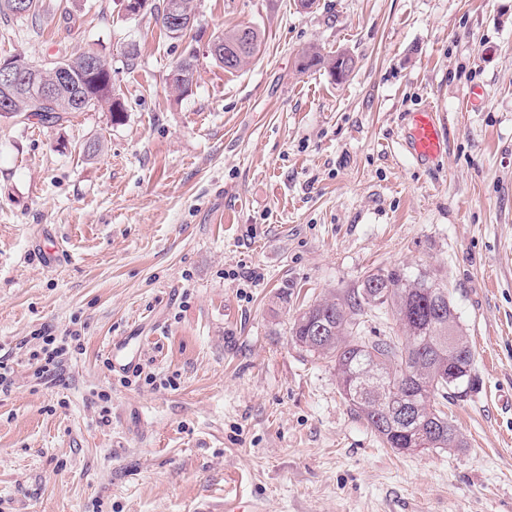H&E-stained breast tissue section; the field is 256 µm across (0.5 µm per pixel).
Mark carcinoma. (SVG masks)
Masks as SVG:
<instances>
[{"label":"carcinoma","instance_id":"carcinoma-1","mask_svg":"<svg viewBox=\"0 0 512 512\" xmlns=\"http://www.w3.org/2000/svg\"><path fill=\"white\" fill-rule=\"evenodd\" d=\"M262 44L260 32L253 27L224 33V50L235 48L238 55L232 65L224 59L216 62L224 70L240 68L253 58ZM338 80L352 69V59L338 56L329 63ZM112 100V121L122 119L123 103L115 93L112 70L75 74L72 88L57 99H42L26 84L16 89L15 111L0 112V117L20 113L35 117L41 124L58 125L74 112L101 110L102 99ZM373 276L388 284L384 299L374 302L366 297L365 286L338 298L324 297L293 318L289 326L291 341L303 351L334 362L339 392L359 418L379 436L384 444L407 452L426 435L428 451L461 447L460 431L448 419V395L470 386L474 354L468 336L458 321L448 287L424 272L412 273L404 267L379 270ZM374 308L390 310L396 329L389 335H363V316ZM318 324L332 328L330 336L319 345L311 344L312 330ZM457 373L448 384V371ZM419 398L418 424L422 432L396 430L387 415L389 404L400 395Z\"/></svg>","mask_w":512,"mask_h":512}]
</instances>
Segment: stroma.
<instances>
[{
	"mask_svg": "<svg viewBox=\"0 0 512 512\" xmlns=\"http://www.w3.org/2000/svg\"><path fill=\"white\" fill-rule=\"evenodd\" d=\"M40 5L0 18V57L104 53L125 112L0 120V351L42 328L82 345L0 393V512H512V0H198L181 96L184 45L153 17ZM242 26L261 52L225 71L206 45ZM430 104L448 147L428 168L398 137ZM398 266L447 283L475 354L448 406L465 447H384L290 341L301 307ZM120 336L142 337L138 371L107 367Z\"/></svg>",
	"mask_w": 512,
	"mask_h": 512,
	"instance_id": "1",
	"label": "stroma"
}]
</instances>
